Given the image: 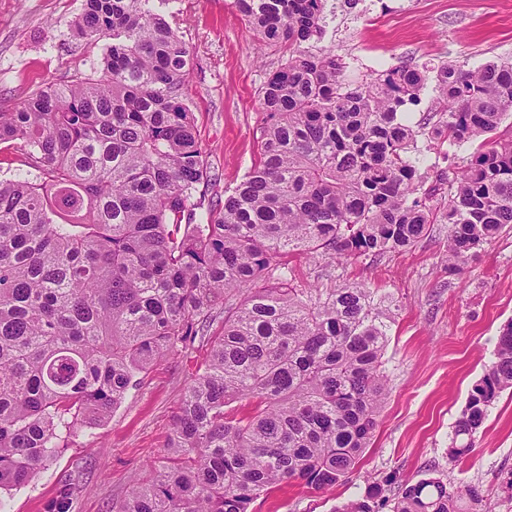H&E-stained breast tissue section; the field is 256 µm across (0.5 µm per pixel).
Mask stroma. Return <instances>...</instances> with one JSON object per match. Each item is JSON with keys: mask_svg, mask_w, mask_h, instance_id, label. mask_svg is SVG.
Wrapping results in <instances>:
<instances>
[{"mask_svg": "<svg viewBox=\"0 0 512 512\" xmlns=\"http://www.w3.org/2000/svg\"><path fill=\"white\" fill-rule=\"evenodd\" d=\"M82 4L0 0V111H12L47 85L94 74L101 44L70 36ZM156 10L193 52L188 104L213 179L208 193L223 195L258 157L259 92L287 53L260 47L234 0H161ZM308 47L340 56L359 80L405 63L474 68L512 61V0H360L338 6L321 39ZM447 235V225L435 224L411 249L343 264L284 257L286 287L363 281L393 298L398 311L385 354L388 394L373 444L355 472L324 490L282 486L257 500L253 512H335L369 485L391 498L430 473L454 488L480 485L493 512H512V389L490 407L470 456L448 459L452 426L493 360L502 327L512 321V227L461 276L448 273ZM207 357L199 347L158 359L108 419L78 426L68 448L28 486L0 495V512H46L67 477L77 485L70 512H112L149 479L179 400Z\"/></svg>", "mask_w": 512, "mask_h": 512, "instance_id": "35a3bbf8", "label": "stroma"}]
</instances>
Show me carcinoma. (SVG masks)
<instances>
[{
	"label": "carcinoma",
	"mask_w": 512,
	"mask_h": 512,
	"mask_svg": "<svg viewBox=\"0 0 512 512\" xmlns=\"http://www.w3.org/2000/svg\"><path fill=\"white\" fill-rule=\"evenodd\" d=\"M154 0H84L71 37L106 41L100 75L0 112V145L31 178H0V493L25 486L78 421L112 414L164 353L209 345L149 482L117 512H250L297 481L326 489L370 447L387 394L392 300L363 282L272 288L294 252L329 259L404 251L448 225V273L512 224V64L400 65L362 81L310 52L326 0H234L288 60L261 87L259 156L206 199L205 149L187 103L191 52ZM432 88L439 118L402 123ZM427 150L474 146L424 188ZM223 309L221 332L211 328ZM512 388V321L472 386L448 458L472 451ZM246 400V415L229 413ZM64 483L47 512H70ZM382 490L336 512H379ZM478 485L427 477L389 512H488Z\"/></svg>",
	"instance_id": "carcinoma-1"
}]
</instances>
